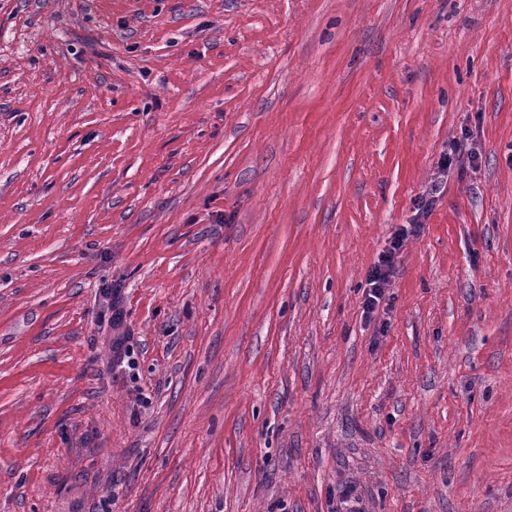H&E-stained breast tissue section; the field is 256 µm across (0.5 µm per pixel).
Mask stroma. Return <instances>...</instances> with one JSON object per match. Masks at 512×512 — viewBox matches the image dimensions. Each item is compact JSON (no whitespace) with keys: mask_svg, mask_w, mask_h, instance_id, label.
I'll return each mask as SVG.
<instances>
[{"mask_svg":"<svg viewBox=\"0 0 512 512\" xmlns=\"http://www.w3.org/2000/svg\"><path fill=\"white\" fill-rule=\"evenodd\" d=\"M348 497L512 512V0H0V512ZM402 242L403 238L397 237L392 243L390 250L384 253L378 260V265L373 270L369 283L371 288L366 303L367 309H373L383 295L385 286L393 270L395 255L402 247Z\"/></svg>","mask_w":512,"mask_h":512,"instance_id":"1","label":"stroma"}]
</instances>
